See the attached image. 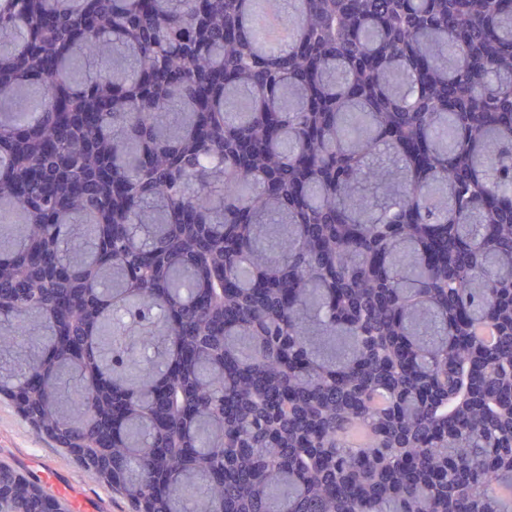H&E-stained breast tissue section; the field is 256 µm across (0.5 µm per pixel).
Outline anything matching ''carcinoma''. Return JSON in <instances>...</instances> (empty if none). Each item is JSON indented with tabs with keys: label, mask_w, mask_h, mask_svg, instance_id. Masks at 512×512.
Segmentation results:
<instances>
[{
	"label": "carcinoma",
	"mask_w": 512,
	"mask_h": 512,
	"mask_svg": "<svg viewBox=\"0 0 512 512\" xmlns=\"http://www.w3.org/2000/svg\"><path fill=\"white\" fill-rule=\"evenodd\" d=\"M256 3L0 0V395L136 510L503 512L512 0Z\"/></svg>",
	"instance_id": "obj_1"
}]
</instances>
